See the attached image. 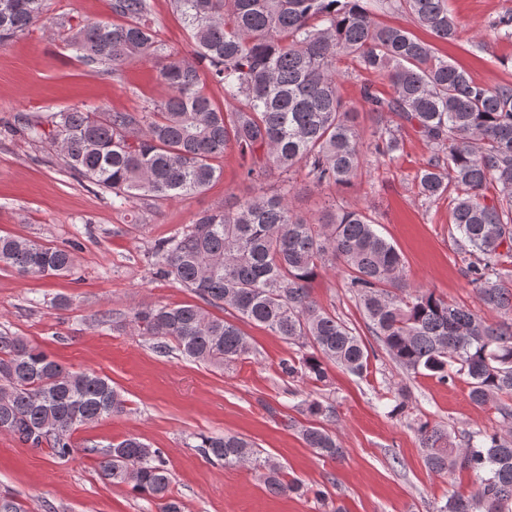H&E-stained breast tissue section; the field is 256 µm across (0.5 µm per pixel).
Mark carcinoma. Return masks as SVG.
I'll list each match as a JSON object with an SVG mask.
<instances>
[{"mask_svg": "<svg viewBox=\"0 0 512 512\" xmlns=\"http://www.w3.org/2000/svg\"><path fill=\"white\" fill-rule=\"evenodd\" d=\"M189 34V49L173 50L160 36L150 0H107L113 23L74 29L71 42L88 66L118 72L134 59L158 68L170 95L132 112L101 107L19 114L4 131L60 151L64 167L112 193V207L179 199L206 190L222 173L218 160L230 146L251 157L243 171L253 194L232 209L203 211L183 230L155 245L158 271L189 289L203 305L150 306L128 325L185 358L229 367L249 352L236 321L259 325L298 347L282 372L315 385L329 365L359 377L368 373L369 349L356 329L317 306L310 285L327 268L344 275L365 327L406 374L427 373L442 383L466 380L477 406L494 404L491 429L463 432L464 443L428 421L416 432L425 464L437 474L470 472L476 488L454 491L437 512H512V82L487 85L438 55L430 42L378 15H409L439 41L458 37L447 0H171ZM45 0H0V46L44 20ZM497 38L512 41V9L492 23ZM370 75L360 99L338 86V60ZM386 79L385 96L375 79ZM224 89L218 106L208 84ZM376 116L370 141L356 125L359 110ZM412 130L430 149L417 172L418 195L448 201L457 252L468 257L464 275L490 321L450 304L405 278L401 252L369 213L332 204L308 218L292 208L289 173L300 165L315 186H355L366 158L394 159L398 133ZM282 176L279 192L264 185ZM0 265L24 277L57 276L75 266L73 252L27 238L0 236ZM231 311L234 320L205 306ZM311 417L335 408L303 401ZM126 410L109 379L70 371L21 336L0 333V432L69 457L80 426ZM322 457L343 452L320 426L300 429ZM196 448L226 467L262 473L274 494L304 495L298 479L243 436L200 438ZM101 453V475L151 499L159 512H184L171 492L161 450L135 435Z\"/></svg>", "mask_w": 512, "mask_h": 512, "instance_id": "carcinoma-1", "label": "carcinoma"}]
</instances>
